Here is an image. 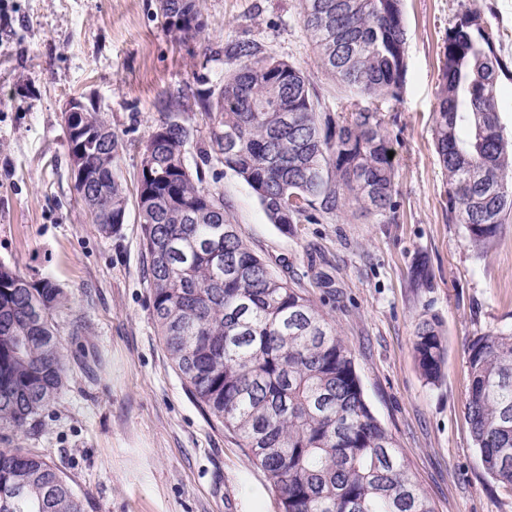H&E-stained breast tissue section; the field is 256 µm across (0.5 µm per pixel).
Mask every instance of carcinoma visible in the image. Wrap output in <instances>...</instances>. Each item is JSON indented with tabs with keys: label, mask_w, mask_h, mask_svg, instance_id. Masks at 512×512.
Instances as JSON below:
<instances>
[{
	"label": "carcinoma",
	"mask_w": 512,
	"mask_h": 512,
	"mask_svg": "<svg viewBox=\"0 0 512 512\" xmlns=\"http://www.w3.org/2000/svg\"><path fill=\"white\" fill-rule=\"evenodd\" d=\"M159 6L166 29L204 32L199 0ZM321 68L350 92L396 98L407 71L403 0H299ZM477 11L448 28L434 142L448 176V220L485 254L512 217V138L496 85L507 65ZM238 62L199 94L216 158L254 192L268 220L291 225L355 207L395 214V170L374 108L334 117L302 70L229 40ZM87 165L99 171L78 199L108 237L125 223L122 143L90 113ZM188 118L168 112L140 160L138 216L153 317L168 358L205 410L239 435L284 512H435L392 435L369 408L350 349L303 288L274 274L240 235L224 194L200 185L185 161ZM70 295L0 263V512H85L67 473L25 440L67 383L60 322ZM413 351L424 379L442 381L447 347L435 317L417 322ZM466 416L486 474L512 490V332L469 342Z\"/></svg>",
	"instance_id": "1"
}]
</instances>
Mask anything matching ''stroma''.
Listing matches in <instances>:
<instances>
[{
	"mask_svg": "<svg viewBox=\"0 0 512 512\" xmlns=\"http://www.w3.org/2000/svg\"><path fill=\"white\" fill-rule=\"evenodd\" d=\"M205 31H167L157 0H0V262L31 281L56 280L73 296L82 336L61 335L68 387L27 440L87 497L86 512H283L266 472L232 431L192 396L163 349L152 314L136 204L99 235L73 187L63 110L93 100L120 139L118 170L135 193L140 158L166 112L192 115L209 141L198 91L237 63L228 40L258 43L292 63L333 113L354 99L321 68L299 20V0H200ZM478 11L505 39L497 53L500 121L512 136V0H404L407 73L399 98L379 100L396 169L393 219L350 209L282 233L234 172L199 165L219 189L249 247L298 282L336 323L367 403L410 462L435 512H512V491L483 470L465 417L464 349L512 330V221L487 255L448 220V180L433 144L443 42ZM323 272L334 287H317ZM434 316L448 348L430 384L413 354L414 326Z\"/></svg>",
	"mask_w": 512,
	"mask_h": 512,
	"instance_id": "stroma-1",
	"label": "stroma"
}]
</instances>
